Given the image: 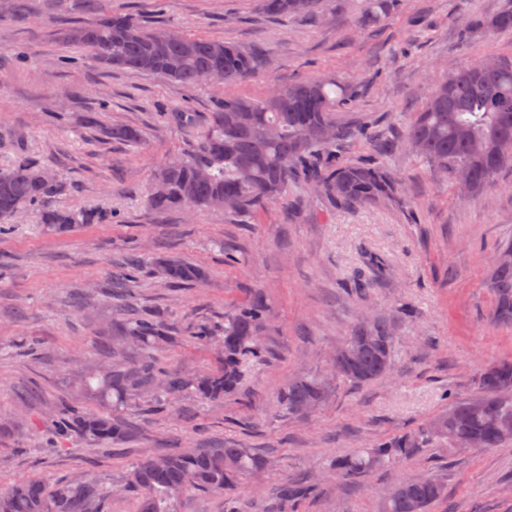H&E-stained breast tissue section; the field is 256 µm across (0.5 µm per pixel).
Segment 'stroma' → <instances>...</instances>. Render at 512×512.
Returning a JSON list of instances; mask_svg holds the SVG:
<instances>
[{
    "instance_id": "stroma-1",
    "label": "stroma",
    "mask_w": 512,
    "mask_h": 512,
    "mask_svg": "<svg viewBox=\"0 0 512 512\" xmlns=\"http://www.w3.org/2000/svg\"><path fill=\"white\" fill-rule=\"evenodd\" d=\"M27 17L0 25V166L28 160L63 185L64 205L111 214L66 234L15 219L0 236V489L32 476L57 485L82 478L123 485L139 462L184 446L240 444L275 463L248 479L242 497L262 507L282 479L317 480L302 512H381L382 496L402 479L448 487L431 512H512V441L493 449L443 442L397 468L359 480L329 479L331 459L412 431L454 400L476 399L481 368L512 361V329L494 325L485 281L499 245L512 241V166L483 196L453 192L402 136L435 79L489 56H512V33L466 34L476 16L512 11V0H393L367 27L368 0H330L321 17L276 18L262 0H112L116 13L145 25L191 31L258 53L250 79L231 85L175 87L158 74L104 67L57 38V0H27ZM75 57L65 67L61 56ZM331 76L347 84L351 104L336 121L352 130L343 162L369 159L397 182L395 200L337 206L292 182L283 202L259 216L221 209L186 214L151 209L157 169L190 150L218 100L259 99L271 85ZM96 115V125L84 122ZM124 125L138 143L103 130ZM129 254L143 263L127 300L140 314L175 324L178 341L155 356L191 374L221 367L217 346L194 342L198 326L220 328L229 302L263 296L273 327L272 357L223 402L181 394L177 411L144 399L121 410L132 439L91 445L56 439L53 411L98 403L81 392L90 365L111 363L117 307L108 289ZM178 256L202 268L200 282L170 287L155 261ZM379 258L367 295L350 285ZM416 316L399 326L395 363L385 380L340 384L327 403L299 418L278 393L290 376L329 372L336 347L360 315Z\"/></svg>"
}]
</instances>
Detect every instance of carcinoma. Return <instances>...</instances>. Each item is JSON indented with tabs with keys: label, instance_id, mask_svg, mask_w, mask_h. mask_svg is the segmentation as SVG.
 Here are the masks:
<instances>
[{
	"label": "carcinoma",
	"instance_id": "obj_1",
	"mask_svg": "<svg viewBox=\"0 0 512 512\" xmlns=\"http://www.w3.org/2000/svg\"><path fill=\"white\" fill-rule=\"evenodd\" d=\"M110 0L90 19L70 27L62 39L109 68L160 74L179 88L200 84L204 70L220 71L224 83L252 77L258 69L254 53L235 45L166 27L148 28L131 14H116ZM326 0H263L271 15L317 14ZM388 0H369L359 23L377 21ZM470 25L483 32L512 31V12L476 17ZM489 70L482 62L469 63L439 80L421 111L408 122V145L434 175L455 187L468 181L471 196L484 194L497 172L512 165V57H495ZM352 92L329 77L277 86L261 100L225 97L212 112L208 129L192 149L164 163L154 180L165 186L147 196L156 210L197 211L222 208L239 215L253 214L282 200L297 174L311 188L341 206L384 202L392 198L395 180L370 160L336 161L334 149L348 136L336 124V111L348 106ZM43 166L17 162L0 168V232L16 211L28 209L48 231H64L94 224L92 211L61 207L56 197L62 185L42 175ZM140 272L139 261L126 258L112 284V297L124 296L127 283ZM163 272L174 288L200 278L189 263L168 260ZM486 288L493 300V319L512 328V243L494 255ZM270 324L267 304L259 295L235 305L224 315L222 336L207 329L196 333L199 344L217 340L224 362L214 372L187 377L160 365L150 350L171 339L166 327L150 318H122L112 322V335L138 347L132 362L106 370L95 367L83 375L84 390L118 409L143 396L166 402L191 388L202 400L218 402L233 395L248 373L268 358L261 336ZM397 346L394 320L373 315L353 326L336 349L333 377L354 385L384 378L392 369ZM475 383L479 399H461L437 419L415 430L379 441L330 464V477L355 480L383 467H397L419 449L446 440L458 448L479 445L497 448L512 440V361L485 367ZM329 383L321 378H290L279 392V404L290 415H303L324 404ZM59 435L77 436L96 445L133 434L116 416L78 405L59 409ZM266 458L242 445L222 448H185L137 464L124 488L141 494L140 512H175L185 494L214 492L226 496V509L238 512L234 500L240 481L268 469ZM112 490L79 481L53 487L40 479H24L0 492V512H102ZM303 483L283 481L270 492L268 512H298L306 498ZM447 488L437 480L403 479L383 500V512H428L444 499Z\"/></svg>",
	"mask_w": 512,
	"mask_h": 512
}]
</instances>
